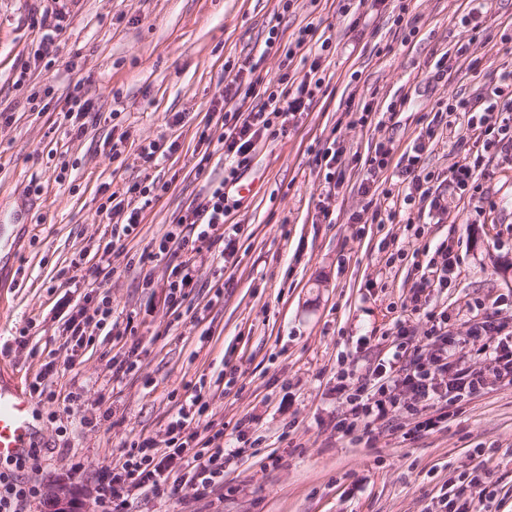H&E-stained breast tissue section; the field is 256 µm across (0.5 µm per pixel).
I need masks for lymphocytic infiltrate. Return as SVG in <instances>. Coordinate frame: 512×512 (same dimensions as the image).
<instances>
[{"label":"lymphocytic infiltrate","instance_id":"f902f5d3","mask_svg":"<svg viewBox=\"0 0 512 512\" xmlns=\"http://www.w3.org/2000/svg\"><path fill=\"white\" fill-rule=\"evenodd\" d=\"M66 11L47 8L33 16L39 37L33 57L55 61L56 39L64 29ZM320 59H313L303 77L290 72L263 77L257 63L239 66L225 84L214 112L215 127L198 135L205 150L201 163H208L213 152L223 153L230 167L223 183L210 186L177 216L159 242L140 255V262L160 257L172 264L167 280V301L175 317H182L185 303L194 288L200 287L198 265L204 258L229 261L235 253L234 239L225 237L224 226L230 213L225 203L226 184L236 182L242 168L249 165L258 145L284 136L288 122L309 110L321 92L324 79L319 74ZM435 112L446 114L445 124L428 123L422 128L411 150L395 155L392 140L378 142L372 154L362 158L370 180L363 183V194H370L372 181L385 171H393L395 185L407 205L422 203L436 211L446 210L447 200L434 191L433 174L424 172V152L444 133L472 140L481 152L512 161V70L501 71L499 80L485 95L475 100L439 102ZM169 183L137 181L112 191L97 208L111 225L109 235L96 245L99 257L95 276L110 279L115 268L110 259L124 249V242L137 229L143 214L158 194L168 192ZM419 275L408 303L389 330L392 351L380 360L371 373L356 374L354 368L338 367L336 391L347 406L336 430L355 439L372 437L374 431L393 420L400 412L410 413L413 422L402 437L412 440L434 432L447 416L455 400L468 398L496 385L512 386V323L498 311L483 309L471 319L465 337L448 329V313L429 308L426 299L438 288L447 287L459 274L452 245L440 244L429 259L417 263ZM424 318L427 329L417 333L413 321ZM112 322V298L103 295L97 303L80 306L64 323V330L76 347L90 343ZM57 358L40 367L28 387L38 401L49 404L48 417L57 424L63 449H70L67 425L61 415H74L81 406L84 389L75 387L60 393L51 379L59 374ZM184 399L167 424L164 442L141 437L124 444L118 459L101 466L96 477L97 502L102 512H124L133 492L145 491L158 500L176 496L183 485H190L196 497L203 498L224 487L228 463L240 454L224 437V426L210 412V396L205 381L185 385ZM39 449L26 458L0 466V512H26L28 505L42 496L38 483L25 481L19 473L40 465ZM179 474H172V464ZM497 496L485 461L472 455L470 467L459 474L448 490L445 512H486Z\"/></svg>","mask_w":512,"mask_h":512}]
</instances>
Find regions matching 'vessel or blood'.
Masks as SVG:
<instances>
[{
  "instance_id": "b4317fda",
  "label": "vessel or blood",
  "mask_w": 512,
  "mask_h": 512,
  "mask_svg": "<svg viewBox=\"0 0 512 512\" xmlns=\"http://www.w3.org/2000/svg\"><path fill=\"white\" fill-rule=\"evenodd\" d=\"M29 392L0 385V461L26 454L37 439Z\"/></svg>"
}]
</instances>
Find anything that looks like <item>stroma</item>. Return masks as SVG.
Wrapping results in <instances>:
<instances>
[{"mask_svg": "<svg viewBox=\"0 0 512 512\" xmlns=\"http://www.w3.org/2000/svg\"><path fill=\"white\" fill-rule=\"evenodd\" d=\"M403 1L416 27L411 36L393 24ZM52 4L0 0V111L12 116L10 124L0 123V225L15 251L14 263L0 267V345L20 328L29 330L25 348L0 352V383L27 389L49 352L66 356L63 324L85 295L68 281L87 273L69 261L105 229L99 187L149 178L171 188L146 209L103 285L113 320L133 324L135 334L120 343L97 336L57 378L63 388L74 380L89 385L72 425L74 455L58 449L49 406L34 405L42 459L31 479L45 488L74 487L85 512H99L94 480L103 460L139 436L163 440L176 411L171 392L203 377L225 430L251 422L252 445L227 471V493L197 500L185 487L166 502L137 494L128 512H430L477 448L498 483L490 512H512V387L461 401L447 428L412 442L390 424L368 443L334 429L344 410L337 361L365 374L387 357L384 333L410 295L412 253L422 243L448 242L458 256L460 276L430 297L447 308L455 335L465 336L475 300L506 296L503 313L512 315V162L484 161L482 183L498 204L484 216L456 193L448 196L447 212H412L411 222L425 228L419 241L400 217L352 223L367 202L385 198L361 194L365 173L349 160L386 138L405 151L432 120L436 102L475 98L502 69H512V0H483L482 28L462 56L458 20L469 0H385L375 9L358 0H294L284 13L279 0H69L56 41L60 63L48 69L33 58L38 33L30 17ZM274 17L283 41L307 26L313 43L330 40L336 51L322 60L324 85L309 112L290 122L287 136L260 145L243 172L240 182L253 192L226 190L243 225L237 254L233 263L209 261L199 272L205 281L222 276L223 297L210 304L192 295L194 317L177 320L159 286L166 259L144 267L138 258L208 183L223 179L219 152L197 172L195 134L224 90L225 61L256 57ZM441 58L444 77L429 80ZM23 68L21 88L15 81ZM77 84L94 104L79 137L62 122ZM47 85L53 100L44 110L31 108L29 88ZM403 95L409 109L387 114V104ZM368 100L377 112L356 124L355 110ZM177 113L184 117L178 126ZM123 133L124 151L112 157L107 140ZM153 139L179 143L156 167L137 154L141 141ZM333 141L348 160L342 187L329 196L315 156ZM475 155L472 144L446 139L425 153L423 167L444 183L456 162ZM62 165L68 176L60 184L55 169ZM385 238L406 251L391 268L379 248ZM147 274L154 279L148 288ZM132 344L140 351L138 371L113 381L108 360ZM225 358L239 369L229 390L213 386ZM273 455L278 465H271Z\"/></svg>", "mask_w": 512, "mask_h": 512, "instance_id": "1", "label": "stroma"}]
</instances>
